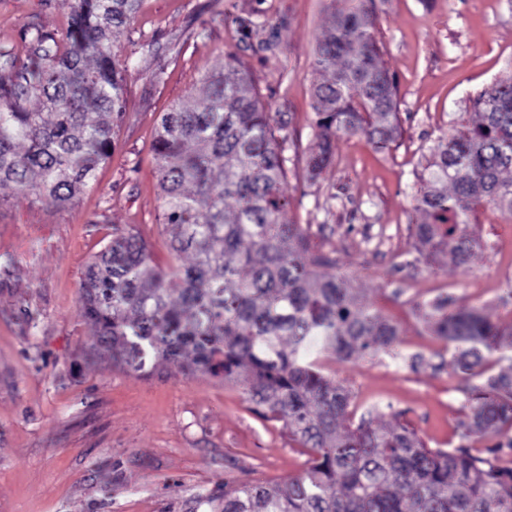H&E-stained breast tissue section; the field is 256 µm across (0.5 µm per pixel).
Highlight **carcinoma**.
Segmentation results:
<instances>
[{
	"label": "carcinoma",
	"mask_w": 512,
	"mask_h": 512,
	"mask_svg": "<svg viewBox=\"0 0 512 512\" xmlns=\"http://www.w3.org/2000/svg\"><path fill=\"white\" fill-rule=\"evenodd\" d=\"M139 0H73L62 38L37 32V50L0 75V200L24 195L65 208L111 160L114 123L123 117L122 66L112 34ZM374 0L333 11L315 65L330 79L314 87L318 148L309 178L332 157L336 135L361 133L388 149L400 135L398 86L375 37ZM204 76L203 96L165 113L156 137L162 220L174 270L152 264L148 243L115 228L108 247L86 266L85 316L97 340L87 359L129 374L152 355L186 376L240 387L252 410L282 423L307 456L280 483L246 482L198 503L216 512H512V438L485 453L473 437L512 428L511 364L485 375L496 352L512 351V329L484 309L460 308L448 293L417 305L431 335L453 348L455 371L469 387L470 414L453 448H430L404 413L380 423L381 408L345 425L352 393L322 373L318 357L342 361L391 353L400 330L348 286L298 224L283 220L287 200L282 145L288 124L273 125L247 69ZM103 115L88 118V108ZM479 121L454 130L432 149L417 194L424 221L415 237L466 264L480 243L466 233L475 209L492 203L512 213V74L473 100Z\"/></svg>",
	"instance_id": "obj_1"
}]
</instances>
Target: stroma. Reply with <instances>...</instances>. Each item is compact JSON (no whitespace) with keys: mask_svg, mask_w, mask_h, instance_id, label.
I'll list each match as a JSON object with an SVG mask.
<instances>
[{"mask_svg":"<svg viewBox=\"0 0 512 512\" xmlns=\"http://www.w3.org/2000/svg\"><path fill=\"white\" fill-rule=\"evenodd\" d=\"M354 0H140L112 38L126 61V111L112 159L72 205L18 196L0 202V512H199L201 494L245 481L281 482L305 457L280 423L254 414L239 387L165 365L137 376L89 362L95 329L83 315L90 259L113 226L137 231L155 265L186 264L158 217L154 141L163 113L200 93L226 56L247 66L271 112L288 123L285 220L331 253L336 270L401 336L392 353L323 360L353 394L350 422L393 406L431 448H452L469 412L468 379L452 366L412 372L406 358L444 352L415 312L438 294L512 326V214L479 206L468 264L431 253L412 232L418 177L438 140L475 121L473 99L512 71V0H378L376 37L396 76L402 137L379 150L337 135L315 182V47L333 8ZM72 0H0V69L22 65L31 33L66 28ZM276 35L278 48L262 43Z\"/></svg>","mask_w":512,"mask_h":512,"instance_id":"stroma-1","label":"stroma"}]
</instances>
